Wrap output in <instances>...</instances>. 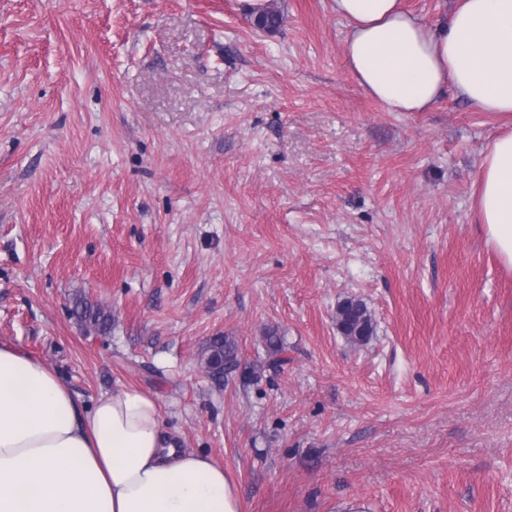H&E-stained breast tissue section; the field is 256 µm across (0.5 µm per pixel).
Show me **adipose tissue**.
Returning <instances> with one entry per match:
<instances>
[{
    "label": "adipose tissue",
    "instance_id": "obj_1",
    "mask_svg": "<svg viewBox=\"0 0 512 512\" xmlns=\"http://www.w3.org/2000/svg\"><path fill=\"white\" fill-rule=\"evenodd\" d=\"M345 63L390 112L429 111L447 89L512 119V0H455L430 23L402 0H331ZM486 242L512 269V131L477 175ZM0 512H240L223 464L178 447L158 401L124 387L81 406L46 365L0 343Z\"/></svg>",
    "mask_w": 512,
    "mask_h": 512
}]
</instances>
